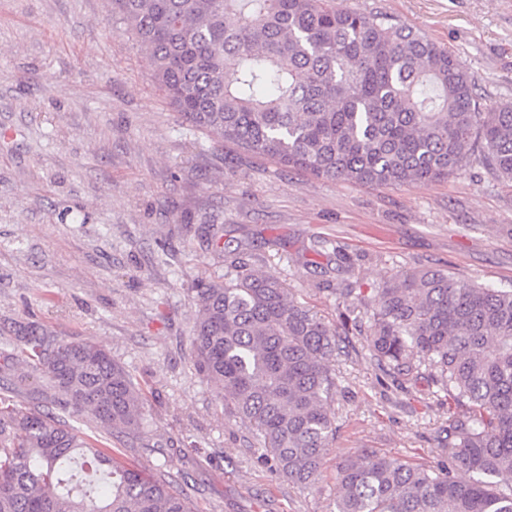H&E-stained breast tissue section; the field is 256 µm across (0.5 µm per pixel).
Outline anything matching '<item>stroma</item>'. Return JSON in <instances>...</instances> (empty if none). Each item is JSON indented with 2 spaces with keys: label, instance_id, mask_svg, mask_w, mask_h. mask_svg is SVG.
Listing matches in <instances>:
<instances>
[{
  "label": "stroma",
  "instance_id": "obj_1",
  "mask_svg": "<svg viewBox=\"0 0 512 512\" xmlns=\"http://www.w3.org/2000/svg\"><path fill=\"white\" fill-rule=\"evenodd\" d=\"M448 49L483 111L512 103V0H343ZM278 277L332 325L342 291L399 270L512 286V182L472 161L442 180L361 186L234 156L189 131L110 0H0V348L36 322L109 351L148 390L127 466L174 479L196 512H335L337 468L369 449L441 464L449 404L385 375L348 328L331 363L336 434L302 489L197 373L198 280L224 254Z\"/></svg>",
  "mask_w": 512,
  "mask_h": 512
}]
</instances>
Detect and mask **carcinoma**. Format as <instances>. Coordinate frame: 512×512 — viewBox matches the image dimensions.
Segmentation results:
<instances>
[{"label":"carcinoma","mask_w":512,"mask_h":512,"mask_svg":"<svg viewBox=\"0 0 512 512\" xmlns=\"http://www.w3.org/2000/svg\"><path fill=\"white\" fill-rule=\"evenodd\" d=\"M191 130L240 156L327 180L446 178L474 154L512 180V104L480 111L458 59L425 34L338 0H112ZM224 281L194 288L196 370L250 424L280 479L313 485L335 434L329 360L339 332L292 290L228 253ZM363 310L390 374L427 377L454 411L448 464L366 452L339 468L336 512H512V287L443 270L398 271ZM11 392L44 378L58 412L0 396V512H195L163 475L112 458L145 430L146 395L91 342L18 323ZM91 417L98 439L69 419Z\"/></svg>","instance_id":"cac0c4a2"}]
</instances>
